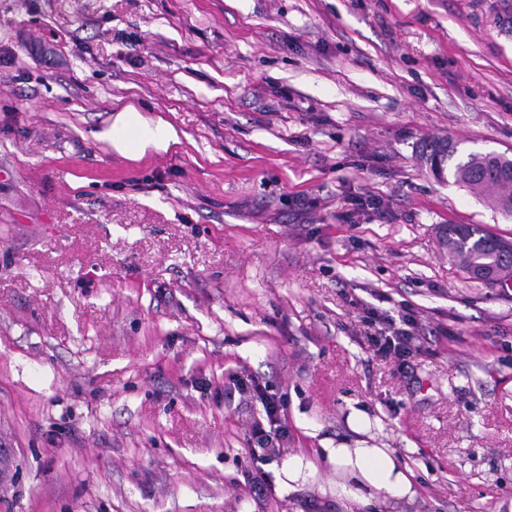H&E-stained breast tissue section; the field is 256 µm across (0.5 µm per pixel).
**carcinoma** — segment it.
<instances>
[{"label":"carcinoma","mask_w":512,"mask_h":512,"mask_svg":"<svg viewBox=\"0 0 512 512\" xmlns=\"http://www.w3.org/2000/svg\"><path fill=\"white\" fill-rule=\"evenodd\" d=\"M458 151L449 137L425 141L420 158L437 179L446 174L449 161ZM454 183L484 197L491 206L512 215V158L493 152L468 154L453 166ZM448 259L469 277L483 282L512 280V238L490 232L480 224H449L444 229Z\"/></svg>","instance_id":"obj_1"}]
</instances>
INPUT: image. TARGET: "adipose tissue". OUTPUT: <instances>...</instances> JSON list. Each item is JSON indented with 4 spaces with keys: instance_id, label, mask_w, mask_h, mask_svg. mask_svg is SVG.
<instances>
[{
    "instance_id": "ef3b65f1",
    "label": "adipose tissue",
    "mask_w": 512,
    "mask_h": 512,
    "mask_svg": "<svg viewBox=\"0 0 512 512\" xmlns=\"http://www.w3.org/2000/svg\"><path fill=\"white\" fill-rule=\"evenodd\" d=\"M102 136L117 153L131 159L141 158L150 150H169L181 140L173 124L161 118H146L132 105L114 114ZM317 455L314 461L300 455L289 457V494L313 485L320 471L326 469L336 475L327 490L346 512L390 498L410 501L416 495L409 469L397 461L392 449L361 445L351 448L340 444L318 449Z\"/></svg>"
}]
</instances>
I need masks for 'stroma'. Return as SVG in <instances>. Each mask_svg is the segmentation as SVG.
Returning <instances> with one entry per match:
<instances>
[{
    "label": "stroma",
    "instance_id": "stroma-1",
    "mask_svg": "<svg viewBox=\"0 0 512 512\" xmlns=\"http://www.w3.org/2000/svg\"><path fill=\"white\" fill-rule=\"evenodd\" d=\"M128 104L180 145L116 153ZM431 137L512 157V0H0V512H343L283 471L359 443L417 489L371 512H501L512 281L442 229L512 219ZM374 310L410 355L374 356ZM458 151L457 142L449 137H437L426 140L420 152V158L429 172L438 180H445L449 161ZM242 387L241 389L248 390L252 398L259 401L264 409L265 417L256 419L252 425V439L257 447L266 453L258 456L257 459L264 461L272 455L279 454L281 450L283 429L277 415L275 394L269 393L267 383L263 384L258 378H250L249 385Z\"/></svg>",
    "mask_w": 512,
    "mask_h": 512
}]
</instances>
